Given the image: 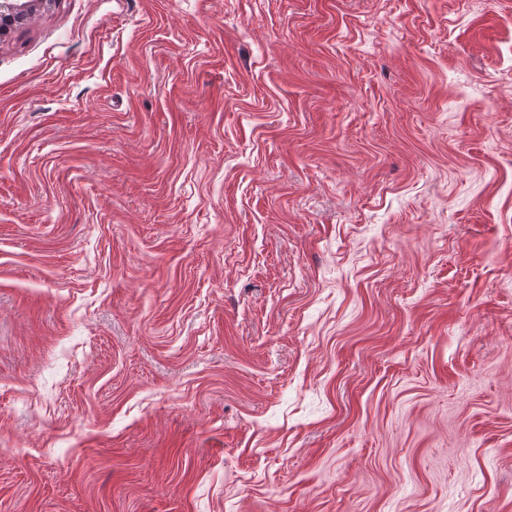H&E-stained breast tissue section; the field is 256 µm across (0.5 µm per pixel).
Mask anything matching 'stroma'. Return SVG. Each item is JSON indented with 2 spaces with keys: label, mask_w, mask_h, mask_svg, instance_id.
<instances>
[{
  "label": "stroma",
  "mask_w": 512,
  "mask_h": 512,
  "mask_svg": "<svg viewBox=\"0 0 512 512\" xmlns=\"http://www.w3.org/2000/svg\"><path fill=\"white\" fill-rule=\"evenodd\" d=\"M0 512H512V0L0 38Z\"/></svg>",
  "instance_id": "1"
}]
</instances>
